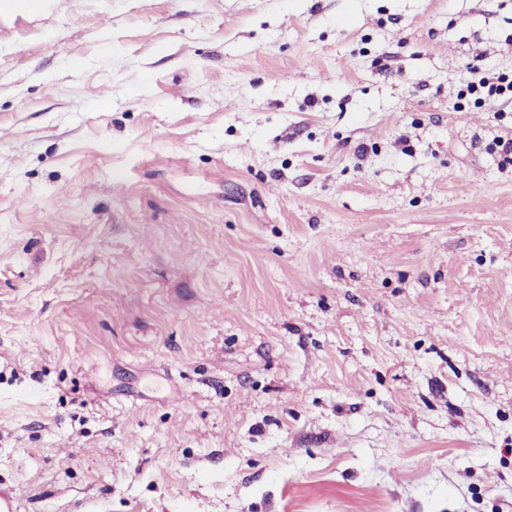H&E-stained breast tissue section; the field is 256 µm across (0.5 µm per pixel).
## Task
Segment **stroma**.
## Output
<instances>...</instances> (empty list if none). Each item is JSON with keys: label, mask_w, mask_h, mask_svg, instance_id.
<instances>
[{"label": "stroma", "mask_w": 512, "mask_h": 512, "mask_svg": "<svg viewBox=\"0 0 512 512\" xmlns=\"http://www.w3.org/2000/svg\"><path fill=\"white\" fill-rule=\"evenodd\" d=\"M512 0H0V481L22 512H512ZM472 75H480L478 81L466 82V95L475 96V101L482 99L481 95H509L512 97V79L504 74L493 72L485 67L481 69L478 65L469 63L466 67Z\"/></svg>", "instance_id": "1"}]
</instances>
